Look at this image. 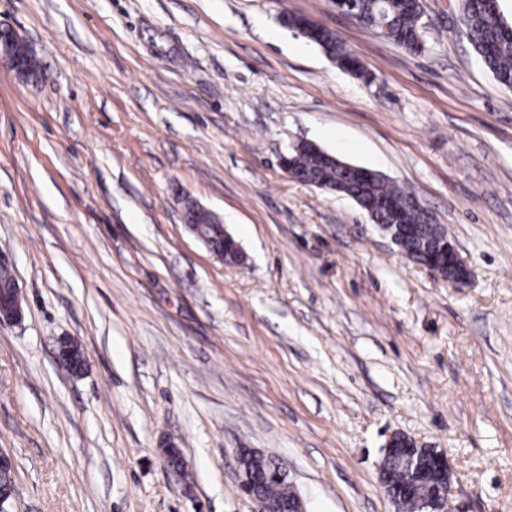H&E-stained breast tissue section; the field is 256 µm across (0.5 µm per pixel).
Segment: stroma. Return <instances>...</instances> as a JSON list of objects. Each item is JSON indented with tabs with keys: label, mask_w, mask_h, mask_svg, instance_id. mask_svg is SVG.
I'll return each instance as SVG.
<instances>
[{
	"label": "stroma",
	"mask_w": 512,
	"mask_h": 512,
	"mask_svg": "<svg viewBox=\"0 0 512 512\" xmlns=\"http://www.w3.org/2000/svg\"><path fill=\"white\" fill-rule=\"evenodd\" d=\"M425 11L413 53L333 0H0L39 62L29 82L0 66V251L23 307L0 326L11 512H256L241 448L305 512H395L394 432L447 451L448 512H512V91L459 35L458 0ZM305 142L413 192L466 283L289 178L278 159ZM186 198L243 265L192 233ZM315 28L320 39L318 41H310L321 47L328 55L333 56V58L338 60L342 66L349 67L353 62V57L351 56L352 53L338 39L336 33L318 24H315ZM334 59L329 58V60L336 62L339 66L338 62Z\"/></svg>",
	"instance_id": "35a3bbf8"
}]
</instances>
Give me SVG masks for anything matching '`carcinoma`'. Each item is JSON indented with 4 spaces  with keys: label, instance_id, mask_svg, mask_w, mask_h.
Instances as JSON below:
<instances>
[{
    "label": "carcinoma",
    "instance_id": "carcinoma-1",
    "mask_svg": "<svg viewBox=\"0 0 512 512\" xmlns=\"http://www.w3.org/2000/svg\"><path fill=\"white\" fill-rule=\"evenodd\" d=\"M350 10L363 23L404 48L415 52L422 48L421 17L415 0H354ZM459 13L468 27L467 40L484 66L500 86L512 90V34L507 35L503 31L499 0H459ZM315 28L319 35L316 44L342 66H350L353 62L351 52L336 33L318 24ZM286 157L291 167L311 181L356 202L372 205L381 230L406 223L410 233L400 236L399 241V249L406 257L420 264H429L447 253V233L439 224L422 223L421 215L409 203L407 189L378 177L373 170L365 177H356L337 165L329 153L315 144H300ZM185 207L190 223L206 224L212 244L224 253L225 261L238 263L242 260L236 240L224 238L221 224L197 210L193 201H185ZM254 468L258 471V498L288 512V498L293 493L288 480L275 475V464L263 457L256 460ZM382 478L387 482L391 495L397 499L400 512H419L413 492L415 484L423 482L430 485L436 481L435 471L429 465L418 474L390 463L383 466ZM17 493L13 468L0 469V496H4V502H12Z\"/></svg>",
    "mask_w": 512,
    "mask_h": 512
}]
</instances>
